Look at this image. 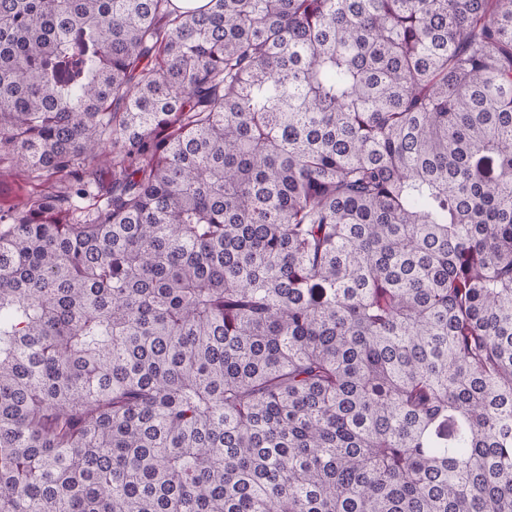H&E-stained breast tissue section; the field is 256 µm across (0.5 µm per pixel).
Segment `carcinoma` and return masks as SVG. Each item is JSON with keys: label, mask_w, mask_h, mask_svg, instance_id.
Wrapping results in <instances>:
<instances>
[{"label": "carcinoma", "mask_w": 512, "mask_h": 512, "mask_svg": "<svg viewBox=\"0 0 512 512\" xmlns=\"http://www.w3.org/2000/svg\"><path fill=\"white\" fill-rule=\"evenodd\" d=\"M8 159L0 512H512V0H0ZM41 183L7 162H0V208L20 207L27 195L39 191Z\"/></svg>", "instance_id": "1"}]
</instances>
